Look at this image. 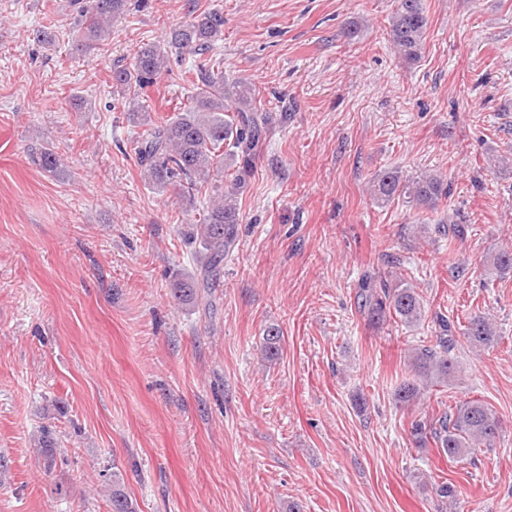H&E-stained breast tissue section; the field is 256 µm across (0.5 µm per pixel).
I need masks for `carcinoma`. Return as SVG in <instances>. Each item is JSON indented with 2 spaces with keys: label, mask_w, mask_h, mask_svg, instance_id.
Returning <instances> with one entry per match:
<instances>
[{
  "label": "carcinoma",
  "mask_w": 512,
  "mask_h": 512,
  "mask_svg": "<svg viewBox=\"0 0 512 512\" xmlns=\"http://www.w3.org/2000/svg\"><path fill=\"white\" fill-rule=\"evenodd\" d=\"M143 0H85L79 14L80 46L90 48L109 34L112 20L130 10L132 2ZM428 19L423 0H396L389 18V38L403 60L413 63L420 53ZM224 34V15L204 11L189 17L184 24L172 28L166 39L167 48L177 54L188 52L201 57L190 74V105L183 113L152 121L141 114L140 98L156 84L169 63L168 53L155 43L140 47L133 63L112 70L113 92L125 99L132 116L143 115L147 126L136 142L138 164L144 180L165 187L176 183L192 197L210 186L209 204L203 218L189 225L187 236L195 244L197 273H178L172 280L171 293L177 304L201 302L211 305L212 290L219 286L224 259L233 253L240 224L238 195L253 173L255 159L263 151L269 131V118L256 106L254 88L239 79L231 84L224 73L208 65L203 55L213 50ZM36 161L45 172L56 171L59 157L54 148L43 144L36 148ZM231 170L229 184L212 183L213 175ZM371 196L387 204L405 199L411 206L433 211L448 197L442 176L424 172L407 177L396 168L385 169L371 180ZM494 274H512V248H503L490 256ZM359 307L372 323L398 320L414 326L424 317L423 299L410 285L392 287L387 281L377 283L366 274L359 284ZM435 343L412 350L409 358L411 378L403 381L395 392L396 403L407 406L420 401L425 391L447 386L456 378L457 363L451 355L448 339L451 324L441 316L436 319ZM463 336L474 347L491 348L499 341L494 322L485 313L468 318ZM282 332L269 326L263 334V354L272 362L281 351ZM499 420L488 405L478 400L459 402L439 414L412 423L411 437L418 448L434 444L450 460L461 459L481 446L490 447L497 437ZM436 494L445 506H453L458 490L450 482H441ZM112 512H135L117 474H112Z\"/></svg>",
  "instance_id": "1"
}]
</instances>
